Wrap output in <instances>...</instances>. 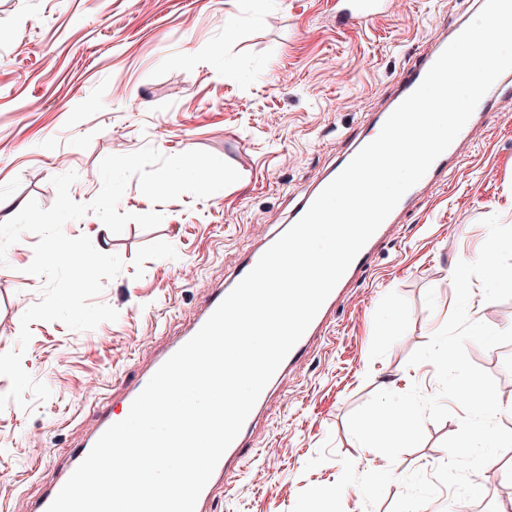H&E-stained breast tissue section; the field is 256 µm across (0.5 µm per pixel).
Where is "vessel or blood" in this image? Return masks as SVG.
Here are the masks:
<instances>
[{
  "label": "vessel or blood",
  "instance_id": "1",
  "mask_svg": "<svg viewBox=\"0 0 512 512\" xmlns=\"http://www.w3.org/2000/svg\"><path fill=\"white\" fill-rule=\"evenodd\" d=\"M338 6L337 16L340 23L346 26L362 25L371 22L378 15L382 14L385 0H336ZM439 50H432L423 55L402 79L393 98L394 103H401L409 96L422 82L426 73L432 64L439 57ZM474 125L466 123L461 132L451 144L431 165L427 173L411 187L401 198L395 207L394 215L388 216L373 236L363 246L354 261L346 270L338 284L330 293L319 312L313 319L300 340L295 344L290 353L281 363L280 372H293L299 369L305 356L313 348L316 342L324 340L330 328V316L333 313L338 301L341 299L345 288L363 277L374 264V257L378 253L382 244L391 237L397 229L395 224L397 213L403 212L414 203L422 189L432 188L441 185L443 176L448 168L450 158L457 156L460 144L469 139ZM228 291L224 288L207 289V299L202 312L190 325L189 334H196L212 315L215 309L227 296ZM150 374H143L142 377L131 386L126 393L119 408L107 409L100 423L101 428H108L114 423L122 421L129 413L134 399L141 393L147 383L150 381ZM255 448L251 439L250 425H243L241 431L227 448L219 460L211 478L201 492L198 502L206 504L215 488L231 485L245 466L246 462L252 457Z\"/></svg>",
  "mask_w": 512,
  "mask_h": 512
}]
</instances>
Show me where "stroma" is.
<instances>
[{
    "mask_svg": "<svg viewBox=\"0 0 512 512\" xmlns=\"http://www.w3.org/2000/svg\"><path fill=\"white\" fill-rule=\"evenodd\" d=\"M476 0H395L365 28L339 25L336 0H0V218L28 201L50 208L52 177L79 179L70 194L91 203L87 179L110 154L152 146L166 156L204 150L240 174L197 199L159 205L130 179L119 209L158 210L161 224L111 232L95 212L66 224L124 261L98 300L119 317L74 331L31 324L23 366L51 390L28 408L0 411V512L38 501L82 447L120 389L181 336L205 300L202 283L224 284L241 258L286 224L295 203L367 132L404 72L440 36L435 25L472 21ZM236 35L224 36L225 19ZM446 185L422 194L399 219L371 279L353 283L328 341L279 385L254 432L272 456L250 460L208 512H390L401 480L446 461L461 407L425 422L423 442L396 462L352 437L348 417L377 391L419 385L437 392L431 364L411 354L443 327L455 300L452 268L478 256L484 218L512 226V123L487 111ZM34 234L0 265V353L16 349L23 313L43 278L27 274ZM470 360L512 401V360L470 343Z\"/></svg>",
    "mask_w": 512,
    "mask_h": 512,
    "instance_id": "obj_1",
    "label": "stroma"
}]
</instances>
